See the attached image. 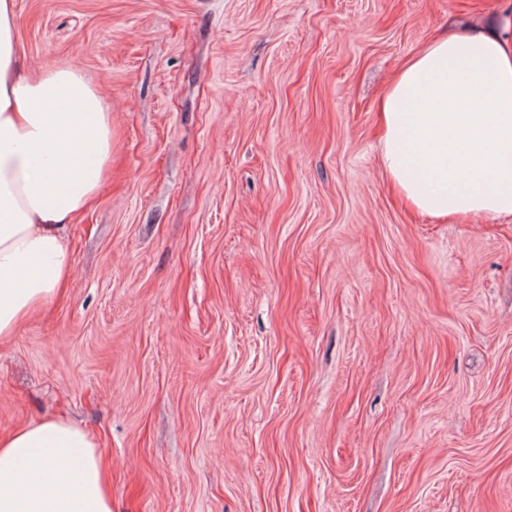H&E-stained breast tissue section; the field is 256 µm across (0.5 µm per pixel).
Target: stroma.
Returning a JSON list of instances; mask_svg holds the SVG:
<instances>
[{"label":"stroma","instance_id":"35a3bbf8","mask_svg":"<svg viewBox=\"0 0 512 512\" xmlns=\"http://www.w3.org/2000/svg\"><path fill=\"white\" fill-rule=\"evenodd\" d=\"M512 0H17L112 114L72 285L0 341V435L98 441L112 512H512V220L411 210L378 102Z\"/></svg>","mask_w":512,"mask_h":512}]
</instances>
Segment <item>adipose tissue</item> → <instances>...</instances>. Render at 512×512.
Masks as SVG:
<instances>
[{
    "instance_id": "obj_1",
    "label": "adipose tissue",
    "mask_w": 512,
    "mask_h": 512,
    "mask_svg": "<svg viewBox=\"0 0 512 512\" xmlns=\"http://www.w3.org/2000/svg\"><path fill=\"white\" fill-rule=\"evenodd\" d=\"M511 30L448 33L390 83L380 157L416 212L512 218ZM111 164L104 98L77 68L31 72L15 0H0V339L70 286L66 227L98 196ZM0 512H112L94 437L59 417L0 436Z\"/></svg>"
}]
</instances>
